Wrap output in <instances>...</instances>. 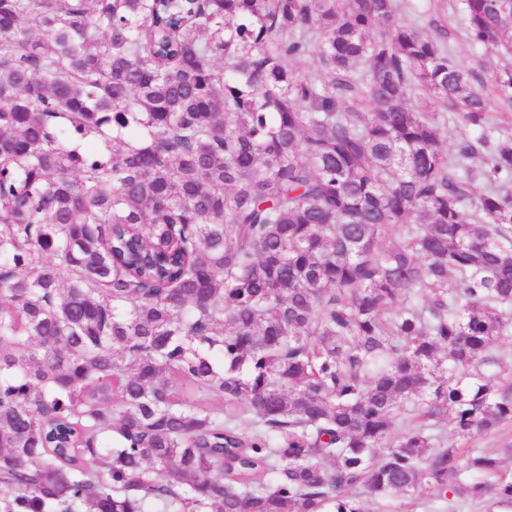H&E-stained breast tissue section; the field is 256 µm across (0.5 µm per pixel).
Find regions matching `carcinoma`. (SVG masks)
<instances>
[{"label":"carcinoma","mask_w":512,"mask_h":512,"mask_svg":"<svg viewBox=\"0 0 512 512\" xmlns=\"http://www.w3.org/2000/svg\"><path fill=\"white\" fill-rule=\"evenodd\" d=\"M450 10L512 56V0H0V512H512L434 434L512 424V66ZM448 32L450 34L449 44L452 49V57L458 63L478 70L482 73L484 78H487L488 70H482V60L486 58L484 51L481 48L472 46L463 34L464 23L462 17L448 11L447 19ZM423 500H426L424 505L421 504ZM363 506L366 512H490L488 511V502L477 505L461 497L456 498L454 507L448 509L446 503L438 500L430 501L426 494H419L412 499L395 496L383 502L365 498L363 499Z\"/></svg>","instance_id":"1"}]
</instances>
